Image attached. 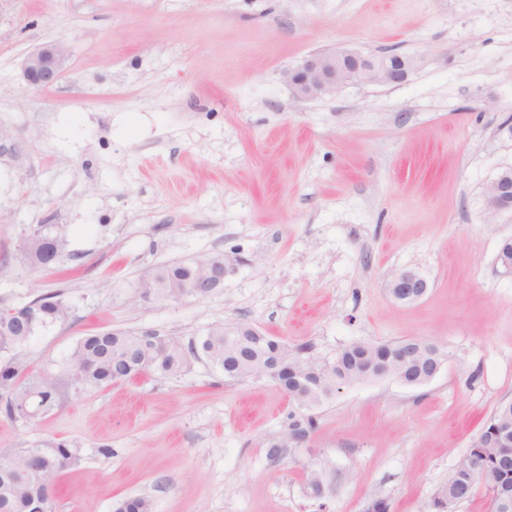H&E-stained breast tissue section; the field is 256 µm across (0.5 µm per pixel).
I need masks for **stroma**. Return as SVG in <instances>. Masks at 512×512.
Wrapping results in <instances>:
<instances>
[{"label":"stroma","instance_id":"obj_1","mask_svg":"<svg viewBox=\"0 0 512 512\" xmlns=\"http://www.w3.org/2000/svg\"><path fill=\"white\" fill-rule=\"evenodd\" d=\"M51 41L68 70L30 88L20 64ZM343 49L417 64L396 86L294 98L283 70ZM511 118L512 0H0V308L56 292L70 307L23 349L32 370L60 368L91 333L186 346L234 323L318 359L400 340L447 356L419 387H342L312 408L311 447L278 460L267 445L296 404L203 359L172 378L62 385L37 422L0 412V454L79 444L53 512H113L123 495L153 512H431L512 400V274L497 262L512 212L484 199L512 166ZM42 224L66 230L59 269L19 257ZM216 255L234 269L210 296L142 297L147 271ZM405 269L430 284L409 305L388 292Z\"/></svg>","mask_w":512,"mask_h":512}]
</instances>
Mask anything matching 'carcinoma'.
I'll return each instance as SVG.
<instances>
[{
    "label": "carcinoma",
    "mask_w": 512,
    "mask_h": 512,
    "mask_svg": "<svg viewBox=\"0 0 512 512\" xmlns=\"http://www.w3.org/2000/svg\"><path fill=\"white\" fill-rule=\"evenodd\" d=\"M27 247L20 253L29 266L55 268L66 246L63 229L41 225L26 234ZM198 273L197 261H185L149 272L139 283L143 296L179 299L194 295L189 288ZM68 306L57 294L38 296L18 307L0 310V399L6 417L36 421L60 407L59 383L66 378L79 392L95 391L138 375L158 378L181 374L191 359L204 357L224 378L243 380L251 375L250 358L255 354L276 360L287 344L268 335L252 337L247 344L236 335L239 325H219L209 329L189 348L153 333L132 335L105 331L83 337L59 372L33 371L21 350L38 334L64 322ZM434 342L413 344H354L332 360L318 361L295 350L289 360L279 363L273 381L285 390L301 413L290 415L288 429L312 432L316 419L302 413L319 404L342 385L361 384L392 372L418 381L427 375L433 360ZM512 402L502 404L485 422L479 438L437 491L433 512H444L448 498L469 499L472 486L486 479L485 495L490 512H512ZM11 471H0V512H36L51 509L56 482L61 473L77 465L80 449L56 438H46L9 453ZM114 512H153L145 496L123 498Z\"/></svg>",
    "instance_id": "obj_1"
}]
</instances>
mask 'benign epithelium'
Returning a JSON list of instances; mask_svg holds the SVG:
<instances>
[{
  "label": "benign epithelium",
  "instance_id": "obj_1",
  "mask_svg": "<svg viewBox=\"0 0 512 512\" xmlns=\"http://www.w3.org/2000/svg\"><path fill=\"white\" fill-rule=\"evenodd\" d=\"M69 52L61 42L45 44L27 55L21 63V74L28 86L50 89L56 86L66 72ZM414 59L404 56L400 63H388L377 55L357 50H338L316 53L293 68L282 72L283 80L295 98L307 100L330 94L348 84L376 83L400 84L413 68ZM486 211L496 216L512 209V170L504 169L485 191ZM232 270V262L221 258L211 264L201 265L199 278L192 284L196 289H215L224 283ZM429 288L428 280L414 270H403L388 284L392 298L402 304L420 300ZM311 436L290 432L279 446L282 453L290 448L310 447Z\"/></svg>",
  "mask_w": 512,
  "mask_h": 512
}]
</instances>
